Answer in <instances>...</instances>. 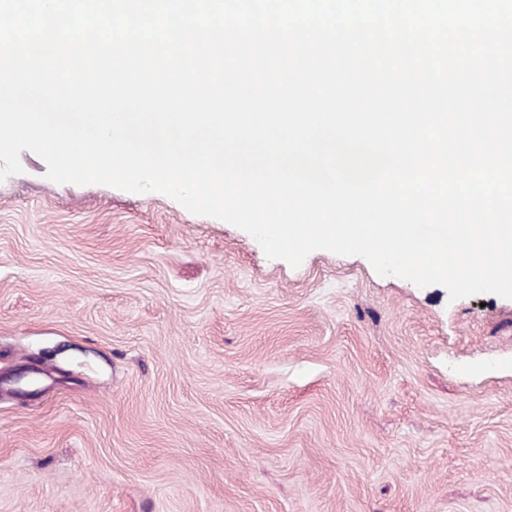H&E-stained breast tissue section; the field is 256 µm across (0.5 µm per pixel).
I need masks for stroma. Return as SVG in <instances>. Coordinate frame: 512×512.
<instances>
[{"label": "stroma", "mask_w": 512, "mask_h": 512, "mask_svg": "<svg viewBox=\"0 0 512 512\" xmlns=\"http://www.w3.org/2000/svg\"><path fill=\"white\" fill-rule=\"evenodd\" d=\"M0 182V512H512V299ZM32 369L26 395L19 372Z\"/></svg>", "instance_id": "1"}]
</instances>
